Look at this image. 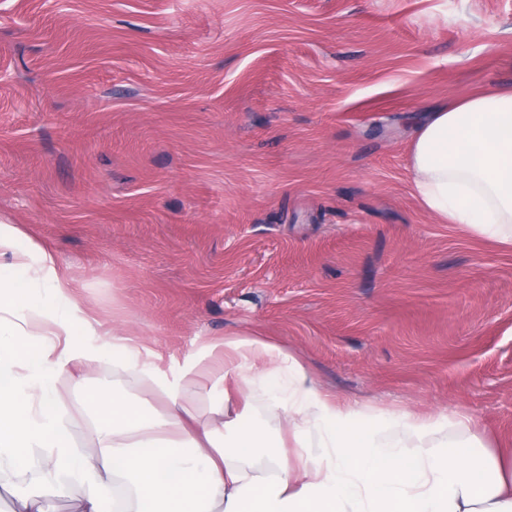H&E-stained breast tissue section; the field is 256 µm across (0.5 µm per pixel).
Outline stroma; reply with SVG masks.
<instances>
[{"label":"stroma","mask_w":512,"mask_h":512,"mask_svg":"<svg viewBox=\"0 0 512 512\" xmlns=\"http://www.w3.org/2000/svg\"><path fill=\"white\" fill-rule=\"evenodd\" d=\"M512 88V0H0V221L172 372L264 336L384 415L512 448V248L413 194L422 113ZM164 404L100 362L56 380Z\"/></svg>","instance_id":"1"}]
</instances>
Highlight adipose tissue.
<instances>
[{
	"label": "adipose tissue",
	"mask_w": 512,
	"mask_h": 512,
	"mask_svg": "<svg viewBox=\"0 0 512 512\" xmlns=\"http://www.w3.org/2000/svg\"><path fill=\"white\" fill-rule=\"evenodd\" d=\"M414 195L442 223L512 244V90L477 95L427 113L411 144ZM0 221V471L20 469L23 512H45L60 480L84 488L83 512H512V448L485 447L460 412L383 417L322 392L294 357L261 336L208 341L170 377L159 356L112 334V363L142 369L167 401L87 393L95 462L69 441L56 377L96 362L70 338L92 319L39 244L18 245ZM220 375L225 388L257 384L282 413L290 446L264 471L244 460L269 447L264 428L241 417L202 419L191 391ZM236 436L225 442V427ZM461 438L449 441V427Z\"/></svg>",
	"instance_id": "obj_1"
}]
</instances>
